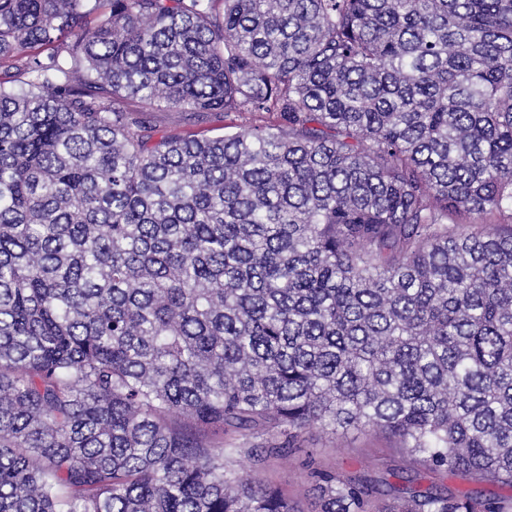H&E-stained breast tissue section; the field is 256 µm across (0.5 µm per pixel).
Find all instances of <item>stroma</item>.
Returning a JSON list of instances; mask_svg holds the SVG:
<instances>
[{
	"mask_svg": "<svg viewBox=\"0 0 512 512\" xmlns=\"http://www.w3.org/2000/svg\"><path fill=\"white\" fill-rule=\"evenodd\" d=\"M155 119L163 132L182 136H219L224 132L225 123L236 125L240 122L237 116L226 118L219 113L194 115L188 112H159ZM311 455L324 467L363 478L374 485L376 491L371 501L375 512H383L387 505L396 500L398 489L408 475L413 476L415 485L422 488L438 483L456 495L476 493L485 498L512 499L511 487L477 484L460 474L444 476L423 470L415 475L409 474L408 463L391 436L366 432L349 433L332 439L313 427L303 434L299 450L288 459L271 462L264 472L270 483L287 494L296 512L319 510L317 495L306 482V461Z\"/></svg>",
	"mask_w": 512,
	"mask_h": 512,
	"instance_id": "stroma-1",
	"label": "stroma"
}]
</instances>
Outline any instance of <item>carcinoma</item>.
<instances>
[{
    "mask_svg": "<svg viewBox=\"0 0 512 512\" xmlns=\"http://www.w3.org/2000/svg\"><path fill=\"white\" fill-rule=\"evenodd\" d=\"M312 426L512 488V0H0V512H295ZM191 113L192 112H156L154 117L160 130L172 135L182 136L224 135V131L233 132L236 130L234 127L224 130L225 124L228 126H234L230 124H241V119L236 115H231L224 119V115L219 113H205L200 115Z\"/></svg>",
    "mask_w": 512,
    "mask_h": 512,
    "instance_id": "obj_1",
    "label": "carcinoma"
}]
</instances>
